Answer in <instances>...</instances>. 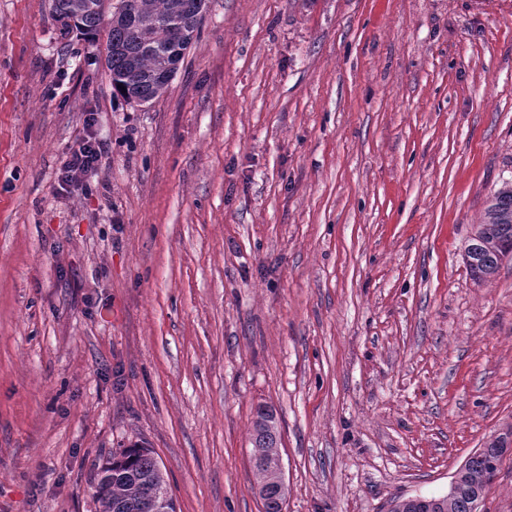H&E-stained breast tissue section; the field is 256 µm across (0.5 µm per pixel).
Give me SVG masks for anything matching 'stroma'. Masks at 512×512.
Listing matches in <instances>:
<instances>
[{"label":"stroma","instance_id":"35a3bbf8","mask_svg":"<svg viewBox=\"0 0 512 512\" xmlns=\"http://www.w3.org/2000/svg\"><path fill=\"white\" fill-rule=\"evenodd\" d=\"M50 4L0 0V512H96L135 443L177 512H262L261 403L284 512L447 494L512 426V259H462L512 180V0H209L142 106ZM94 122V114H88L86 135L77 140L65 155L60 175L63 189L83 188L87 177L95 174L106 154L105 143L90 131ZM279 443L280 430L275 411L271 406L258 405L253 421L252 463L263 512H283L287 499V494L278 492Z\"/></svg>","mask_w":512,"mask_h":512}]
</instances>
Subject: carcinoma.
<instances>
[{
    "instance_id": "1",
    "label": "carcinoma",
    "mask_w": 512,
    "mask_h": 512,
    "mask_svg": "<svg viewBox=\"0 0 512 512\" xmlns=\"http://www.w3.org/2000/svg\"><path fill=\"white\" fill-rule=\"evenodd\" d=\"M104 0H51V13L62 34L85 37L107 33L105 65L112 89L130 103L153 102L170 80L164 71L172 58L198 39L208 0H115L112 16ZM512 257V182L491 196L465 247L463 259L471 276L482 281ZM279 422L272 407L260 404L253 421V471L263 512H283L287 495L278 492ZM512 445V427L472 454L458 471L455 492L425 503L394 500L391 512H473L477 492L486 490L498 473L496 448ZM168 492L162 466L150 448L133 445L114 453L98 467L95 501L98 512H151L158 492Z\"/></svg>"
}]
</instances>
